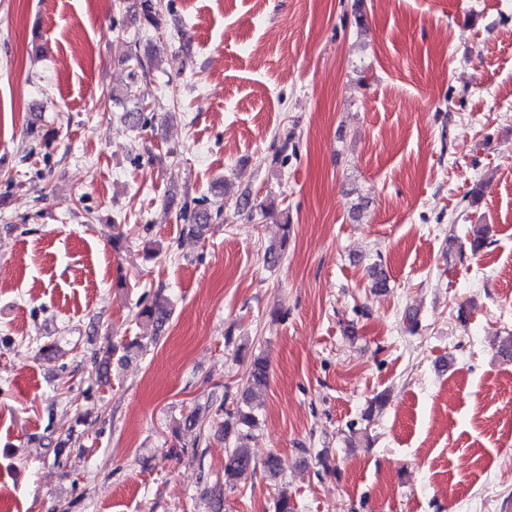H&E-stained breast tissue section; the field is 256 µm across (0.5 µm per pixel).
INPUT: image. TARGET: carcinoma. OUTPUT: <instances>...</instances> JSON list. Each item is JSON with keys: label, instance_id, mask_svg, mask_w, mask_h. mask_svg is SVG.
<instances>
[{"label": "carcinoma", "instance_id": "cac0c4a2", "mask_svg": "<svg viewBox=\"0 0 512 512\" xmlns=\"http://www.w3.org/2000/svg\"><path fill=\"white\" fill-rule=\"evenodd\" d=\"M221 211L222 206L215 205L211 211L196 212L192 215L185 213L183 219L197 224V229L201 230L203 225L212 221L213 217L220 216ZM281 229L280 241L270 245L267 249L268 262L273 265L279 261L288 243V225H281ZM170 315L171 309L168 299L158 294L152 302L144 305L139 310L137 319L158 331L169 320ZM268 385V362L264 357L256 356L250 362L242 396L237 401L234 411L228 413L229 418L236 420L238 445L232 450L224 466V484L226 485H236L244 477L254 474L259 467L274 478L284 471V462L279 456L271 454L262 464L258 465L244 446V441L250 436L251 430L257 426V419L250 408L251 401L257 394L265 391Z\"/></svg>", "mask_w": 512, "mask_h": 512}]
</instances>
